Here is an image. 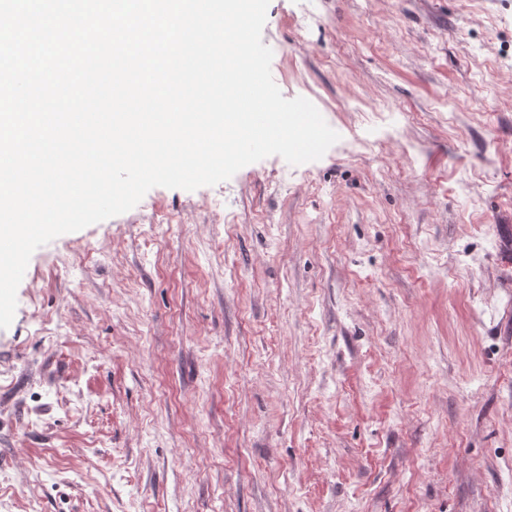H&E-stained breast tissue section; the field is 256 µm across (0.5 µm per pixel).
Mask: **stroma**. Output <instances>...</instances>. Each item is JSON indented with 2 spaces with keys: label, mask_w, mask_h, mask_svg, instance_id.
<instances>
[{
  "label": "stroma",
  "mask_w": 512,
  "mask_h": 512,
  "mask_svg": "<svg viewBox=\"0 0 512 512\" xmlns=\"http://www.w3.org/2000/svg\"><path fill=\"white\" fill-rule=\"evenodd\" d=\"M262 42L339 141L33 253L0 512H512V0H270Z\"/></svg>",
  "instance_id": "1"
}]
</instances>
